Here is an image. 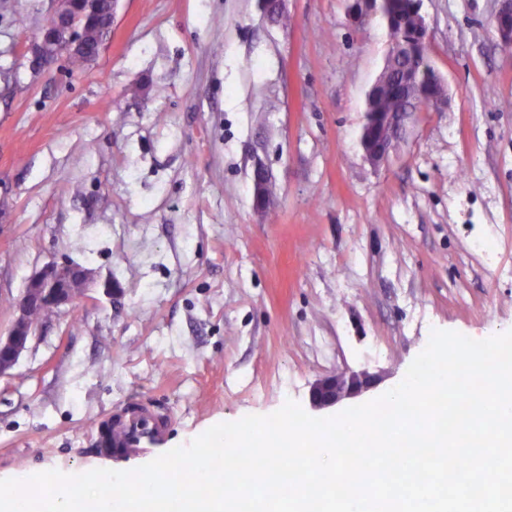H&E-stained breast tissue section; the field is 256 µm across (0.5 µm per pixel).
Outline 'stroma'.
Wrapping results in <instances>:
<instances>
[{
	"label": "stroma",
	"mask_w": 512,
	"mask_h": 512,
	"mask_svg": "<svg viewBox=\"0 0 512 512\" xmlns=\"http://www.w3.org/2000/svg\"><path fill=\"white\" fill-rule=\"evenodd\" d=\"M351 0H118L98 58L33 71L53 0H0V335L52 260L90 269L0 376V480L112 466L105 415L170 416L165 449L345 371L396 387L432 330H512V54L499 0H421L441 112L364 158L389 50ZM269 177L256 208L255 167ZM122 286L105 295V279ZM501 6L494 14L492 27L500 44L512 42V1L500 0ZM504 52L512 51V43L500 45Z\"/></svg>",
	"instance_id": "35a3bbf8"
}]
</instances>
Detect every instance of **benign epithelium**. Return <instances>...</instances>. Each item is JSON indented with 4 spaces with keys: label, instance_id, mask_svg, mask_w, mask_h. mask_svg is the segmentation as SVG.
I'll use <instances>...</instances> for the list:
<instances>
[{
    "label": "benign epithelium",
    "instance_id": "obj_1",
    "mask_svg": "<svg viewBox=\"0 0 512 512\" xmlns=\"http://www.w3.org/2000/svg\"><path fill=\"white\" fill-rule=\"evenodd\" d=\"M56 8L50 23L41 29L29 52L33 63L39 68H49L64 53H83L93 61L99 50H91L85 43L87 27L98 22L101 11L98 0H55ZM501 6L494 14L492 27L499 43L512 42V0H500ZM385 0H352L350 14L361 23L372 16L383 13ZM415 26L409 36L390 43L384 66L366 92L375 96L383 87L389 65L398 57L424 56L428 49V29L420 6L414 7ZM409 111L366 112V122L361 132L360 143L366 160L378 165L385 162L393 149V143L403 129L408 112L428 110L439 112L448 107V88L444 79L432 72L428 92L418 98L408 96ZM268 175L257 168L253 178L254 201L258 206L268 202ZM90 272L65 260L52 261L29 277L23 292L17 299L16 317L5 336H0V376L11 370L21 354L36 335L40 325L31 320L33 308L41 306L54 313L74 307L86 296ZM379 378L360 372H342L317 381L310 389V403L316 410L329 409L337 404L361 396L375 387Z\"/></svg>",
    "mask_w": 512,
    "mask_h": 512
}]
</instances>
